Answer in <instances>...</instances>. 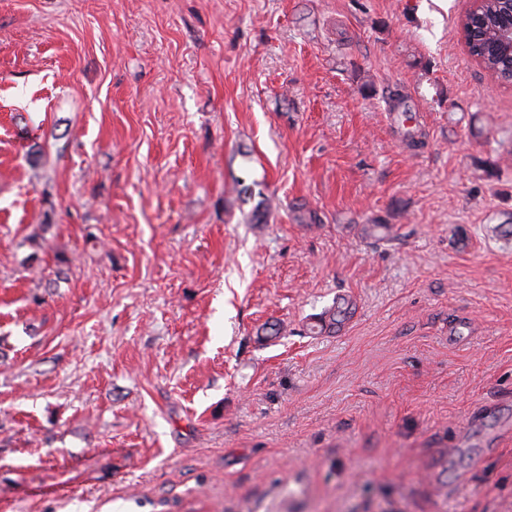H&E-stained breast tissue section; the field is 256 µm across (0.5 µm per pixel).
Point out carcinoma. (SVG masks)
Instances as JSON below:
<instances>
[{"mask_svg":"<svg viewBox=\"0 0 512 512\" xmlns=\"http://www.w3.org/2000/svg\"><path fill=\"white\" fill-rule=\"evenodd\" d=\"M469 54L490 75H507L512 71V49L498 41L502 29L512 28V5L509 0H483L476 10L461 20ZM354 302L341 298L317 319L319 331L340 328L353 314Z\"/></svg>","mask_w":512,"mask_h":512,"instance_id":"1","label":"carcinoma"}]
</instances>
